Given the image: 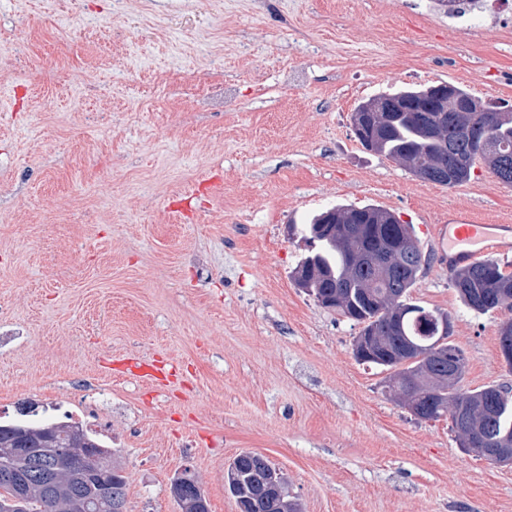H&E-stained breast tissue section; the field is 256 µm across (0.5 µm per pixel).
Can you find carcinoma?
Wrapping results in <instances>:
<instances>
[{
  "label": "carcinoma",
  "instance_id": "cac0c4a2",
  "mask_svg": "<svg viewBox=\"0 0 512 512\" xmlns=\"http://www.w3.org/2000/svg\"><path fill=\"white\" fill-rule=\"evenodd\" d=\"M477 112H396L384 125L371 124L367 135L377 140L376 152L401 164L421 165L428 181L454 187L469 180L479 165L499 180L512 184V112L491 130L479 128ZM375 205H336L314 215L304 232L319 244L303 258L293 275L305 272L318 304L361 325L370 336L353 355L363 363L395 370L388 391L414 402L426 420L444 416L457 441L470 436L475 444L489 439L512 443V394L485 386L464 390L465 372L448 380V362H467L455 344L444 342L435 357H424L440 334L444 314L410 301L418 274L428 265L411 225L371 224ZM452 285L468 308L479 314L512 306V265L494 258L475 261L453 271ZM11 448L28 449L24 470L28 498L25 512H72L75 494L86 501L85 512H125L127 476L116 466L112 450L86 431L64 422L0 424V461ZM48 448H94L97 469L80 475L56 469L51 488L43 487V471L55 465ZM110 472L102 484L96 470ZM267 465L254 453H241L230 464L226 489L235 500L247 499L249 512H272L264 487ZM183 512H209L208 502L189 495L178 497Z\"/></svg>",
  "mask_w": 512,
  "mask_h": 512
}]
</instances>
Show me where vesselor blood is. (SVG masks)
<instances>
[{
  "label": "vessel or blood",
  "mask_w": 512,
  "mask_h": 512,
  "mask_svg": "<svg viewBox=\"0 0 512 512\" xmlns=\"http://www.w3.org/2000/svg\"><path fill=\"white\" fill-rule=\"evenodd\" d=\"M433 244L438 266L451 271L484 255L512 251V225L481 224L452 211L435 225Z\"/></svg>",
  "instance_id": "1"
}]
</instances>
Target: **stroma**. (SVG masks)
<instances>
[{"label": "stroma", "instance_id": "obj_1", "mask_svg": "<svg viewBox=\"0 0 512 512\" xmlns=\"http://www.w3.org/2000/svg\"><path fill=\"white\" fill-rule=\"evenodd\" d=\"M441 83L512 106V0H0V423L106 386L85 426L111 427L126 512H181L186 470L238 512L243 451L302 512H512V466L391 398L359 325L292 278L300 225L338 204L395 213L426 253L452 209L512 225L487 168L448 188L355 136L362 102ZM411 297L450 316L463 388L512 389V311L472 312L432 263Z\"/></svg>", "mask_w": 512, "mask_h": 512}]
</instances>
